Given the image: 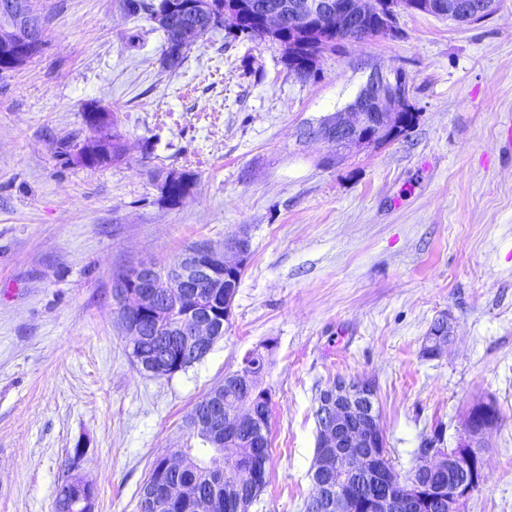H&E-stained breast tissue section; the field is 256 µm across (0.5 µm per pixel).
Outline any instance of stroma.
<instances>
[{
	"label": "stroma",
	"mask_w": 512,
	"mask_h": 512,
	"mask_svg": "<svg viewBox=\"0 0 512 512\" xmlns=\"http://www.w3.org/2000/svg\"><path fill=\"white\" fill-rule=\"evenodd\" d=\"M122 0H33L41 52L0 72V512H55L85 447L94 512H139L157 457L196 445L195 405L272 344L268 482L248 512H304L320 390L365 380L394 470L436 426L456 447L470 408L500 421L460 512H512V0L458 24L401 12L397 36L345 44L304 79L282 47L219 27L173 70L156 23ZM402 70L413 123L337 147L304 135L373 71ZM108 107L124 153L90 169L82 108ZM192 175L181 204L159 185ZM247 231L224 335L185 371H139L115 309L126 268ZM447 319L452 342L426 357Z\"/></svg>",
	"instance_id": "obj_1"
}]
</instances>
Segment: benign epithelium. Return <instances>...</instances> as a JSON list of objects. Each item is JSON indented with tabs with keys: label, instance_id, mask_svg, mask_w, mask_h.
Returning a JSON list of instances; mask_svg holds the SVG:
<instances>
[{
	"label": "benign epithelium",
	"instance_id": "7a95c632",
	"mask_svg": "<svg viewBox=\"0 0 512 512\" xmlns=\"http://www.w3.org/2000/svg\"><path fill=\"white\" fill-rule=\"evenodd\" d=\"M403 10H446L482 15L474 5L461 0H280L257 6L265 38L279 43L288 58L311 39L324 40L333 27L353 32L352 40L389 35ZM174 14H214L213 0H178L159 8L156 19ZM34 44L33 20L25 0H11L0 10V69L17 68L28 61ZM406 76L372 72L365 85L345 109L308 128L309 137H322L336 145H362L396 137L405 124L409 108ZM249 238L242 232L218 247L209 242L188 250L160 269L152 262L126 271L116 284L115 303L122 329L132 346L140 371L152 376H172L203 357L224 336V324L232 315L233 293H223L227 283L240 279L249 253ZM167 342L166 354L158 359L139 352L144 328ZM373 386L365 381L338 378L317 397L318 443L312 468L310 512H347L350 499L341 488L349 479L366 492V512H407L409 504L426 498L439 503L440 512H456L458 502L476 484L483 482L481 454L475 452L486 435L496 428L495 406L480 408L483 422L468 425L458 447L441 453H423L413 472L434 482H416L410 495L393 491L392 472L385 463V437L378 425ZM222 387H214L208 408L192 412L188 428L209 442L214 455L224 453V440L249 427L254 412L241 406L224 411ZM85 447L76 445L68 458L67 478L78 490L76 512H93L94 486L79 474ZM195 464L177 451L163 455V464L148 478L146 500L149 512H169L180 501L189 512H213L216 501L199 493L192 484L172 485L167 476Z\"/></svg>",
	"mask_w": 512,
	"mask_h": 512
}]
</instances>
